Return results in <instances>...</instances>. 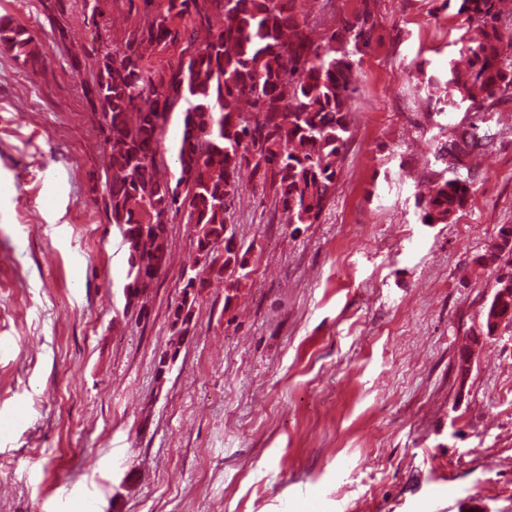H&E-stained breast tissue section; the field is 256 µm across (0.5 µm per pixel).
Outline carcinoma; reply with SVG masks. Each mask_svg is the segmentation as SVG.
Here are the masks:
<instances>
[{"instance_id": "obj_1", "label": "carcinoma", "mask_w": 512, "mask_h": 512, "mask_svg": "<svg viewBox=\"0 0 512 512\" xmlns=\"http://www.w3.org/2000/svg\"><path fill=\"white\" fill-rule=\"evenodd\" d=\"M298 0H165L134 29L125 47L103 45L86 97L100 108V130L110 147L105 209L138 266L134 288L141 300L166 262L167 216L180 210L196 229V252L206 261L188 276L200 287L224 274L234 284L249 277L238 262L226 214L239 192L246 167L262 189H270L290 224H316L336 188L349 141L353 69L372 45L375 0H361L350 16L336 21L317 43L300 15ZM463 17L460 42L469 55L461 74L453 67L431 82L438 111L463 104L479 112L497 95L512 94V30L502 24L500 0H454ZM205 32L195 45L194 33ZM186 43L177 65L155 71L149 49ZM0 44L23 64L42 57L25 27L0 18ZM182 106V131L174 147L175 183L157 175V158L169 116ZM491 138L474 124L453 130L437 146L444 170L469 169ZM472 185L439 177L417 195L423 224H447L462 211ZM224 246V255L217 254ZM478 261L497 270L486 307V335L495 319L512 324V224H503Z\"/></svg>"}]
</instances>
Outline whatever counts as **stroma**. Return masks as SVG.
Masks as SVG:
<instances>
[{
	"label": "stroma",
	"instance_id": "stroma-1",
	"mask_svg": "<svg viewBox=\"0 0 512 512\" xmlns=\"http://www.w3.org/2000/svg\"><path fill=\"white\" fill-rule=\"evenodd\" d=\"M54 2L0 0L45 46L33 68L0 46V512H309L313 493L321 512H415L434 489L435 512H512V325L486 336L478 263L512 224V95L482 121L428 100L427 78L465 63L455 5L377 0L320 223H288L240 171L227 222L250 275L200 290L161 378L195 228L170 214L168 261L143 310H125L110 149L85 91L99 46H124L164 0H100L92 19L64 0L53 22ZM359 6L302 12L319 40ZM474 123L494 144L465 209L420 223L437 143Z\"/></svg>",
	"mask_w": 512,
	"mask_h": 512
}]
</instances>
